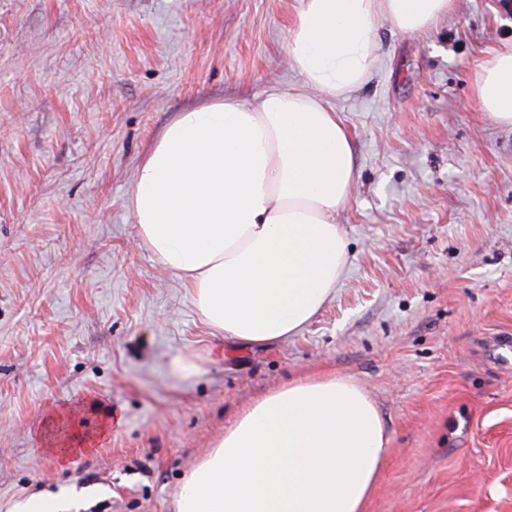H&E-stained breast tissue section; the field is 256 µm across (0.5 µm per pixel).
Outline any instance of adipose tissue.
I'll return each instance as SVG.
<instances>
[{
    "instance_id": "obj_1",
    "label": "adipose tissue",
    "mask_w": 512,
    "mask_h": 512,
    "mask_svg": "<svg viewBox=\"0 0 512 512\" xmlns=\"http://www.w3.org/2000/svg\"><path fill=\"white\" fill-rule=\"evenodd\" d=\"M453 0H299L287 52L301 86L256 102L189 106L136 173L141 242L192 288L212 332L245 345L297 335L346 266L336 222L353 183L351 140L330 101L377 59V20L427 28ZM481 110L512 125V45L476 82ZM389 437L352 378L294 381L257 400L185 479L177 512H364Z\"/></svg>"
}]
</instances>
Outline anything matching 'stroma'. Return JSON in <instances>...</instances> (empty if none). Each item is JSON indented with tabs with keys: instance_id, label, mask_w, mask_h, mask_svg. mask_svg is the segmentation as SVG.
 <instances>
[{
	"instance_id": "1",
	"label": "stroma",
	"mask_w": 512,
	"mask_h": 512,
	"mask_svg": "<svg viewBox=\"0 0 512 512\" xmlns=\"http://www.w3.org/2000/svg\"><path fill=\"white\" fill-rule=\"evenodd\" d=\"M298 0H0V512L65 490L76 512H176L238 414L349 376L386 425L365 512H512V127L476 103L512 0H453L333 106L356 177L348 261L297 335L212 334L139 242L138 166L184 106L300 86ZM178 357L198 376L175 374ZM66 415L81 449L53 451Z\"/></svg>"
}]
</instances>
